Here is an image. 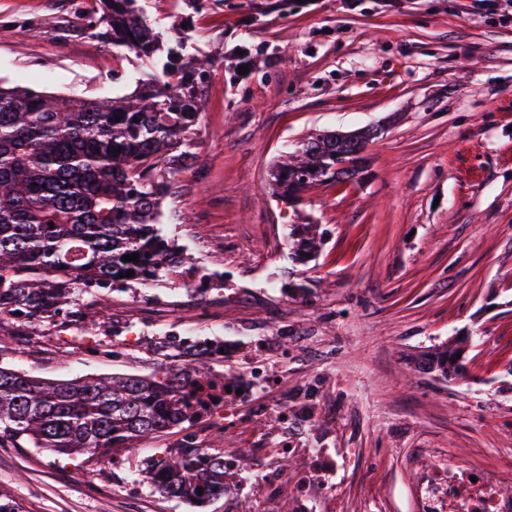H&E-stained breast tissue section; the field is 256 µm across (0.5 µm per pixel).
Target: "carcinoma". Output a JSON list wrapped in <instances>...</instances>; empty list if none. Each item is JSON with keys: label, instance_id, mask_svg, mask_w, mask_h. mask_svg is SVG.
I'll return each mask as SVG.
<instances>
[{"label": "carcinoma", "instance_id": "cac0c4a2", "mask_svg": "<svg viewBox=\"0 0 512 512\" xmlns=\"http://www.w3.org/2000/svg\"><path fill=\"white\" fill-rule=\"evenodd\" d=\"M97 35L148 58L160 35L136 0H99ZM205 70L184 60L181 43L131 96L87 99L0 85V324L28 323L73 303L72 285L145 284L172 264L156 227L176 149L190 142ZM121 121H116L114 115ZM378 128L324 131L275 164L284 197L318 183L352 180ZM138 262H124L127 254ZM134 271L126 278L127 271ZM422 372L451 375L448 360L416 359ZM52 380L0 367V445L31 444L60 455L110 462L152 435L198 420L181 384L208 382L200 358L180 373ZM145 473L168 498L201 507L224 495V456L172 448ZM203 494H197V490Z\"/></svg>", "mask_w": 512, "mask_h": 512}]
</instances>
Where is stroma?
<instances>
[{
  "instance_id": "1",
  "label": "stroma",
  "mask_w": 512,
  "mask_h": 512,
  "mask_svg": "<svg viewBox=\"0 0 512 512\" xmlns=\"http://www.w3.org/2000/svg\"><path fill=\"white\" fill-rule=\"evenodd\" d=\"M158 31L185 22V55L208 72L186 171L157 226L208 273L210 326L311 333L279 363L289 385L336 388L340 512H417L418 480L451 461L491 471L512 448V12L484 0H137ZM96 0H0V81L55 94L119 97L154 59L112 48L82 22ZM248 66L239 74V66ZM383 126L363 173L294 202L269 173L308 136ZM319 250L296 262L291 233ZM252 290L253 299L228 294ZM184 278L78 286L79 317L0 330V366L47 379L153 374L164 336L194 324ZM466 337L460 372L413 360ZM239 435L203 421L102 464L0 447V492L23 512H192L145 479L149 452L194 436Z\"/></svg>"
}]
</instances>
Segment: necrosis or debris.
Instances as JSON below:
<instances>
[{
	"label": "necrosis or debris",
	"instance_id": "necrosis-or-debris-1",
	"mask_svg": "<svg viewBox=\"0 0 512 512\" xmlns=\"http://www.w3.org/2000/svg\"><path fill=\"white\" fill-rule=\"evenodd\" d=\"M282 339L258 326H239L220 336L197 324L193 339L183 344L184 355L223 356L230 369L206 387L185 391L196 414L227 429L245 419L253 407L277 420L279 430L262 435L263 455L230 456L224 460V493L231 496L255 488L264 498H287L288 512H334L339 487L333 478L339 468L335 456L318 436L317 417L324 407V390L315 381L295 389L278 381L268 357L282 351ZM282 389L279 402L266 395ZM304 452L305 468L287 476L270 465L273 456ZM502 474L474 470L468 465L437 467L422 483L421 496L428 512H512V494L502 489Z\"/></svg>",
	"mask_w": 512,
	"mask_h": 512
}]
</instances>
